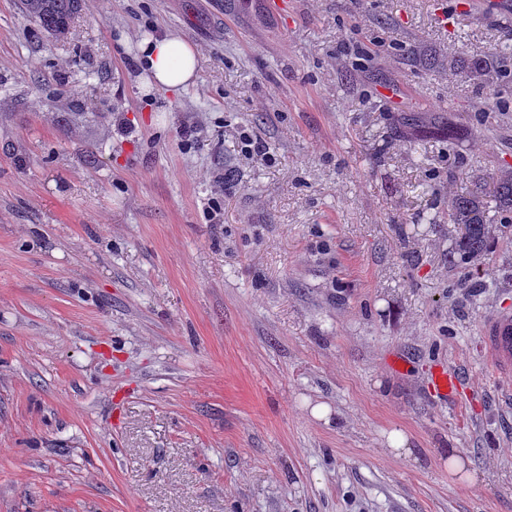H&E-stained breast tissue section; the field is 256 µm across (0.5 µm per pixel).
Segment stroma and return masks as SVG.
Segmentation results:
<instances>
[{"label": "stroma", "instance_id": "1", "mask_svg": "<svg viewBox=\"0 0 512 512\" xmlns=\"http://www.w3.org/2000/svg\"><path fill=\"white\" fill-rule=\"evenodd\" d=\"M502 20L83 0L57 40L0 0V512H512V374L483 340L512 228L474 287L448 262L449 200L512 167V83L448 59ZM169 31L200 59L177 95L137 50Z\"/></svg>", "mask_w": 512, "mask_h": 512}]
</instances>
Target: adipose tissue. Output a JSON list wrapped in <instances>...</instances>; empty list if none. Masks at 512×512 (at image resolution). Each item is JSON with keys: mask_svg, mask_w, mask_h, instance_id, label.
<instances>
[{"mask_svg": "<svg viewBox=\"0 0 512 512\" xmlns=\"http://www.w3.org/2000/svg\"><path fill=\"white\" fill-rule=\"evenodd\" d=\"M151 87L172 94L185 90L198 69V53L175 33L143 39L138 44Z\"/></svg>", "mask_w": 512, "mask_h": 512, "instance_id": "ef3b65f1", "label": "adipose tissue"}]
</instances>
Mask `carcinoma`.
<instances>
[{
  "label": "carcinoma",
  "mask_w": 512,
  "mask_h": 512,
  "mask_svg": "<svg viewBox=\"0 0 512 512\" xmlns=\"http://www.w3.org/2000/svg\"><path fill=\"white\" fill-rule=\"evenodd\" d=\"M83 0H20L22 12L37 27L59 40L67 35ZM449 70L457 75L475 73L492 85L512 76V44L503 43L487 59H448ZM492 201L503 215V223L512 227V171L504 170L496 179ZM487 195L482 185L468 197H458L448 205V223L456 224L459 233L448 260L465 269L474 258L488 250L491 235L486 220Z\"/></svg>",
  "instance_id": "obj_1"
}]
</instances>
